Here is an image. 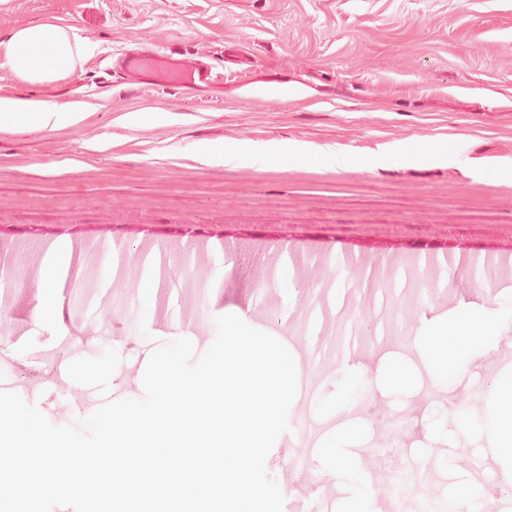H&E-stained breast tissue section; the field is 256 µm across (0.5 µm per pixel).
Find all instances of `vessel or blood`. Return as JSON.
Returning <instances> with one entry per match:
<instances>
[{"label":"vessel or blood","instance_id":"obj_1","mask_svg":"<svg viewBox=\"0 0 512 512\" xmlns=\"http://www.w3.org/2000/svg\"><path fill=\"white\" fill-rule=\"evenodd\" d=\"M119 70L131 82L145 81L149 85H171L195 89L223 82L224 75L211 65L193 57H177L161 47L129 53L120 60Z\"/></svg>","mask_w":512,"mask_h":512}]
</instances>
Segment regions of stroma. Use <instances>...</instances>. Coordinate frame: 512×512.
Instances as JSON below:
<instances>
[{"label": "stroma", "instance_id": "obj_1", "mask_svg": "<svg viewBox=\"0 0 512 512\" xmlns=\"http://www.w3.org/2000/svg\"><path fill=\"white\" fill-rule=\"evenodd\" d=\"M53 22L91 44L69 77L29 85L0 67V97L69 104L77 121L50 130L0 131V257L22 258L11 290H0V323L20 353L16 378L38 383L27 401L54 425L112 399L117 339L128 342L125 392L143 395L140 293L101 291L109 261L96 248L165 256L156 288V344L188 332L202 355L217 309L251 306L256 323L287 338L300 358L291 417L309 411L313 444L272 448L268 474L304 512H340L341 478L315 471L313 486L286 484L292 457L315 461L330 430L321 416L358 420L345 443L364 479L372 512H391L384 476L440 468L433 485L445 512H467L449 493L472 480L459 458L486 447L470 419L490 420L495 382L512 371V338L474 361L455 387L454 413L422 378L410 392L380 382L385 361L418 362L422 317L459 301L512 306V187L490 170L512 162V0H0V40ZM157 45L203 56L223 84L188 93L131 84L112 58ZM278 79L282 101L258 97ZM148 119L128 123L133 113ZM295 142L369 167L258 162L266 144ZM453 151V162L377 160L391 143ZM238 145L233 165L205 159L202 145ZM60 239L72 245L65 288L67 340L38 329L34 268ZM294 291L274 272L282 254ZM478 257L475 281L434 270L442 256ZM362 385L337 401L343 368Z\"/></svg>", "mask_w": 512, "mask_h": 512}]
</instances>
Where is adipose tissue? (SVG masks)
I'll return each instance as SVG.
<instances>
[{
  "label": "adipose tissue",
  "mask_w": 512,
  "mask_h": 512,
  "mask_svg": "<svg viewBox=\"0 0 512 512\" xmlns=\"http://www.w3.org/2000/svg\"><path fill=\"white\" fill-rule=\"evenodd\" d=\"M88 47L66 28L45 22L16 30L0 41V65L19 80L47 84L75 73ZM74 111L42 100L17 101L0 98V130L20 125L58 129L76 121ZM71 275V245L57 241L45 254L38 273L41 328L59 320L63 289ZM512 329V307L487 310L462 301L448 314L427 320L422 328L420 354L434 387L449 389L460 383L469 366L496 346L501 334ZM493 425L485 435L497 460L512 462V375L496 383ZM320 470L342 474L353 486L343 512H368L369 500L358 488L360 474L339 436L324 444L317 458Z\"/></svg>",
  "instance_id": "obj_1"
}]
</instances>
